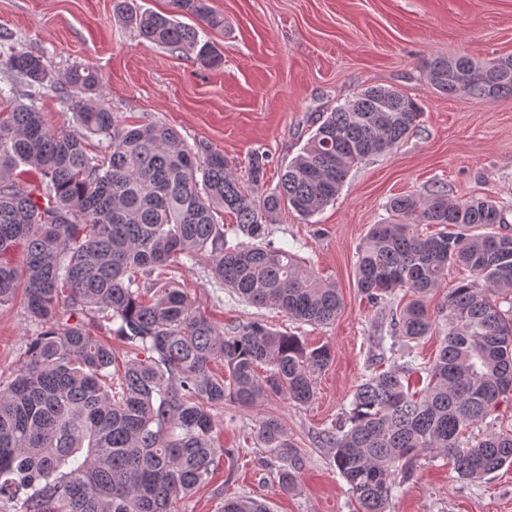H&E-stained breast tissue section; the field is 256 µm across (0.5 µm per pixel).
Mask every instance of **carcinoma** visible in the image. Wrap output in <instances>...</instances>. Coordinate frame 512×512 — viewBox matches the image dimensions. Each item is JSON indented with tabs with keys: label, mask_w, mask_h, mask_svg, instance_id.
Listing matches in <instances>:
<instances>
[{
	"label": "carcinoma",
	"mask_w": 512,
	"mask_h": 512,
	"mask_svg": "<svg viewBox=\"0 0 512 512\" xmlns=\"http://www.w3.org/2000/svg\"><path fill=\"white\" fill-rule=\"evenodd\" d=\"M173 11H143L116 0L115 11L146 42L190 50L208 67L222 58L201 34L224 27L208 0H172ZM468 75L459 91L448 63ZM432 87L480 100L512 94V57L466 55L426 61ZM7 88L0 100V305L17 291L40 327L9 382H0V499L15 512H171L230 450L214 444L213 410L253 407L286 396L306 404L332 352L258 320L218 330L192 307L173 273L208 263L212 278L254 307H274L317 327L342 310L335 285L317 278L292 251L272 246L268 225L284 209L311 218L336 200L350 170L391 152L419 124L422 110L393 88L370 87L336 106L263 191L267 157L253 154L239 176L224 153L195 152L170 127L123 122L102 100L97 74L72 66L55 81L45 56L0 53ZM49 90L77 116L82 133L60 134L37 102ZM101 137L106 146L89 140ZM40 176L39 189L22 176ZM394 221L373 224L359 246L357 287L379 303L397 291L410 300L392 313L391 332L419 341L438 331L440 350L426 368L410 362L372 373L356 387L344 422L325 433L333 463L359 512H387L396 477L429 450L458 476L481 481L512 465V433L481 439L465 431L512 392V236L492 198L448 199L445 190L389 202ZM233 215L246 242L230 245L216 215ZM421 224L443 230L422 235ZM471 279L428 299L448 276ZM155 292L141 294L138 275ZM91 313L118 322L128 345L123 371L89 324L62 321ZM224 362V376L211 364ZM429 376L411 389L412 373ZM257 441L281 463L293 488L302 459L281 421L259 420ZM223 512H271L267 502L230 497Z\"/></svg>",
	"instance_id": "1"
}]
</instances>
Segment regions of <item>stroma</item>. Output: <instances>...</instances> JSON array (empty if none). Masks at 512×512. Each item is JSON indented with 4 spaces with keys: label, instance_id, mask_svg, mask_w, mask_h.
<instances>
[{
    "label": "stroma",
    "instance_id": "obj_1",
    "mask_svg": "<svg viewBox=\"0 0 512 512\" xmlns=\"http://www.w3.org/2000/svg\"><path fill=\"white\" fill-rule=\"evenodd\" d=\"M209 2L224 15L223 28L207 35L223 56L213 69L195 53L144 43L114 14L115 0H0V32L10 33L16 49L44 54L56 76L75 63L95 69L106 105L129 121L172 127L185 145L222 151L241 169L252 152L266 154L268 192L317 119L362 90L392 87L420 104L418 127L391 153L354 167L333 203L309 219L283 210L270 227L274 246L336 284L343 308L335 323L315 328L249 306L201 265L187 263L177 273L193 306L217 328L259 319L308 346L328 345L333 359L307 404L280 396L215 409V440L227 454L175 512H222L233 496L266 501L272 512H357L323 435L344 419L374 364L389 368L409 358L426 365L440 338L380 341L391 306L372 304L357 288L356 252L371 225L393 221L391 198L436 186L452 199L493 196L507 211L499 231L512 234V95L490 102L451 97L430 85L425 68L437 56H512V0ZM36 330L22 298L0 305V380L12 376ZM268 415L280 419L302 458L290 491L254 438ZM390 512H512V467L465 482L446 457L424 453Z\"/></svg>",
    "mask_w": 512,
    "mask_h": 512
}]
</instances>
